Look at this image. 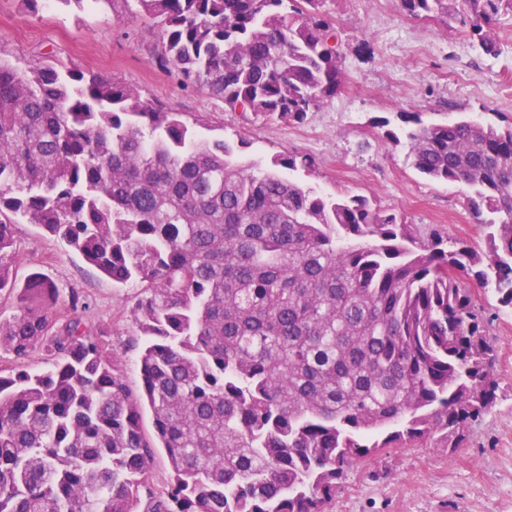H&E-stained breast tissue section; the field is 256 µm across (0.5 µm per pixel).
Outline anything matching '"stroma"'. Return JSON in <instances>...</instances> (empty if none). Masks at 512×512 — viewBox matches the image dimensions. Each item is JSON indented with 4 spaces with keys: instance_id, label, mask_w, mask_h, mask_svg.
Wrapping results in <instances>:
<instances>
[{
    "instance_id": "obj_1",
    "label": "stroma",
    "mask_w": 512,
    "mask_h": 512,
    "mask_svg": "<svg viewBox=\"0 0 512 512\" xmlns=\"http://www.w3.org/2000/svg\"><path fill=\"white\" fill-rule=\"evenodd\" d=\"M342 56V89L298 124L262 114L242 117L208 91L160 69L158 27L129 15L123 0H0V61L20 69L63 64L136 89L143 100L181 113L209 138L246 139L245 158L279 154L315 158L295 180L325 195L368 197L403 215L420 232L436 228L487 246V230L468 205V189L418 174L405 145L385 142L404 112L423 121L462 116L512 124V14L497 24L499 53L485 55L465 36L403 13L398 0H327ZM18 279L39 271L61 291L76 288L91 305L90 325L107 322L125 377L139 386L140 335L132 307L138 284L117 285L65 243L30 224L17 227ZM491 318L498 340L499 388L492 410L473 423L462 448L447 453L415 445L390 448L351 470L327 512H512V311L476 281L466 283Z\"/></svg>"
}]
</instances>
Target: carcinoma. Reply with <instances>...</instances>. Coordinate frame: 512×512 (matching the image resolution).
<instances>
[{
    "label": "carcinoma",
    "mask_w": 512,
    "mask_h": 512,
    "mask_svg": "<svg viewBox=\"0 0 512 512\" xmlns=\"http://www.w3.org/2000/svg\"><path fill=\"white\" fill-rule=\"evenodd\" d=\"M125 2L159 25L156 64L233 111L302 123L343 86L325 0ZM400 7L490 56L512 14V0ZM403 119L384 138L406 139L423 177L469 187L485 251L283 174L309 156L243 164L244 140L201 137L114 80L0 62V512H326L369 455L461 447L498 378L460 277L512 310V125ZM18 224L143 284L138 390L80 291L14 277ZM35 351L49 369H29ZM170 479V468L166 455L160 452L151 465L148 476V487L154 492L163 491Z\"/></svg>",
    "instance_id": "cac0c4a2"
}]
</instances>
